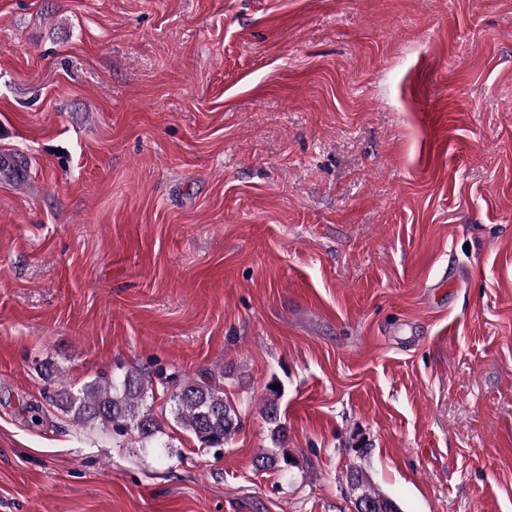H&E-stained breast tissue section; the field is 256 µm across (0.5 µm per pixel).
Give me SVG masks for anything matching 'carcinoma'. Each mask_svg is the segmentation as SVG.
Returning a JSON list of instances; mask_svg holds the SVG:
<instances>
[{"instance_id":"cac0c4a2","label":"carcinoma","mask_w":512,"mask_h":512,"mask_svg":"<svg viewBox=\"0 0 512 512\" xmlns=\"http://www.w3.org/2000/svg\"><path fill=\"white\" fill-rule=\"evenodd\" d=\"M154 397L153 383L139 372L103 377L83 386L73 394L65 384H58L53 401L57 408L72 415L78 425L99 423L112 426V432L138 434L140 440L154 448L162 447L157 439L160 423L147 400ZM280 393L272 389L263 400L261 413L272 426L273 440L281 444L286 427L281 422ZM169 401L172 413L186 430L206 448H222L242 427V420L224 391L206 380H187L172 391ZM350 484L359 495L376 504L381 512H400L397 503L378 492L361 471H350Z\"/></svg>"}]
</instances>
